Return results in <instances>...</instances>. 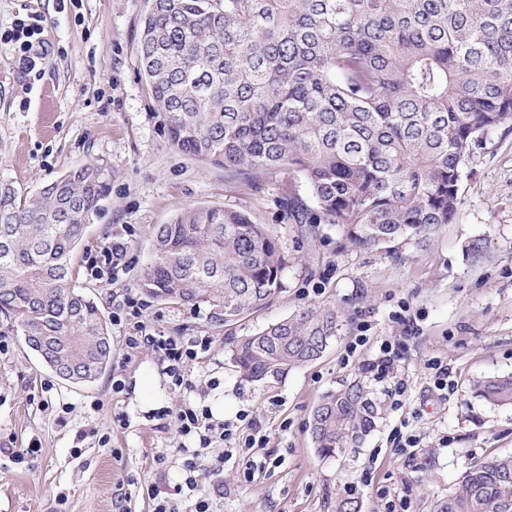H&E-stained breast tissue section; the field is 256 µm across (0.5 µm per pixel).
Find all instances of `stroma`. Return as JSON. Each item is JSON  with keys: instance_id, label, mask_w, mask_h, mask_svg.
I'll use <instances>...</instances> for the list:
<instances>
[{"instance_id": "1", "label": "stroma", "mask_w": 512, "mask_h": 512, "mask_svg": "<svg viewBox=\"0 0 512 512\" xmlns=\"http://www.w3.org/2000/svg\"><path fill=\"white\" fill-rule=\"evenodd\" d=\"M144 0H0V182L28 192L85 164L102 167L110 191L77 253L76 284L95 300L112 338V362L89 384L61 380L0 315V512H154L146 487L173 493L179 512L198 497L211 512H334L352 497L360 512H431L456 491L471 463L512 454V406L476 396L477 381L512 373V130L491 131L465 167L458 219L426 244L401 238L383 248L345 244L338 226L303 232L282 205L305 194L299 178L270 170L244 181L223 167L175 149L141 76L137 53ZM38 17L49 41L35 71L23 68L2 37L14 21ZM192 206L248 212L301 256L283 274L284 291L232 326L214 323L207 307L153 301L137 289L152 257L156 225ZM484 239L486 258L462 256ZM125 247L106 264L113 242ZM136 301L131 315L124 300ZM322 303L340 313L338 337L324 356L279 378L241 379L226 333H256L298 309ZM410 309L416 320L402 324ZM180 339L207 336L208 352L189 367L190 387L172 386L148 347L128 348L137 327ZM367 343L346 347L359 333ZM410 335L396 376L407 385L393 409L384 385L373 389L384 415L362 448L318 456L307 430L320 397L363 377L382 340ZM448 364L447 394L427 369ZM125 388L113 393V380ZM207 405L215 419L236 422L254 412L268 436L244 480L239 457L214 473L197 462V486L184 489L185 455L165 409ZM129 424L120 427L116 415ZM416 435L398 446L399 429ZM25 458H16V451Z\"/></svg>"}]
</instances>
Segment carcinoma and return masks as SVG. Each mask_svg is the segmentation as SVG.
Wrapping results in <instances>:
<instances>
[{"instance_id":"1","label":"carcinoma","mask_w":512,"mask_h":512,"mask_svg":"<svg viewBox=\"0 0 512 512\" xmlns=\"http://www.w3.org/2000/svg\"><path fill=\"white\" fill-rule=\"evenodd\" d=\"M141 72L182 153L249 179L301 178L297 224H335L356 248L427 241L458 214L464 168L488 133L512 126V0H152ZM81 166L21 193L0 183V312L60 379L96 380L112 360L107 321L73 278L87 224L108 196ZM463 257H486L482 239ZM288 266L278 238L240 210L188 208L154 231L146 296L210 308L230 327L268 306ZM339 331L312 304L249 336H228L241 377L318 360ZM512 405V375L478 382ZM380 407L354 381L322 396L308 424L317 453L360 447ZM432 512H512V455L479 461Z\"/></svg>"}]
</instances>
